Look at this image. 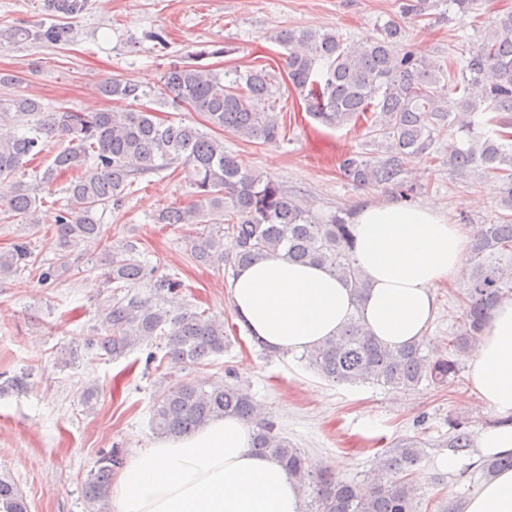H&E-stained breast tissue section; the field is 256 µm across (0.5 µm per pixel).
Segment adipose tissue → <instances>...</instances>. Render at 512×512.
Returning <instances> with one entry per match:
<instances>
[{"label": "adipose tissue", "mask_w": 512, "mask_h": 512, "mask_svg": "<svg viewBox=\"0 0 512 512\" xmlns=\"http://www.w3.org/2000/svg\"><path fill=\"white\" fill-rule=\"evenodd\" d=\"M471 234L431 204L371 203L353 218V259L369 284L362 302L321 266L272 253L232 280V308L251 338L279 352L320 344L357 309L389 346L415 343L434 317L436 288L463 273ZM467 379L502 421L480 432L477 453L440 459L451 473L512 452V300L492 310ZM113 504L114 512H302V493L279 463L255 451L250 427L227 417L137 449ZM460 512H512V470L482 482Z\"/></svg>", "instance_id": "obj_1"}]
</instances>
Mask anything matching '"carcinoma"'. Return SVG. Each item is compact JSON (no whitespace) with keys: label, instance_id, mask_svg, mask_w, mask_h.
I'll return each mask as SVG.
<instances>
[{"label":"carcinoma","instance_id":"cac0c4a2","mask_svg":"<svg viewBox=\"0 0 512 512\" xmlns=\"http://www.w3.org/2000/svg\"><path fill=\"white\" fill-rule=\"evenodd\" d=\"M401 16L425 19L445 4L456 6L465 18L476 0H398ZM477 47L461 62L448 65L419 60L409 52L396 54L394 42L404 30L387 22L380 36L350 44L338 33L321 29H286L273 41L285 50L289 87L303 100L308 114L330 128L363 120L384 140V157L365 159L348 153L339 162L341 174L358 187L403 186L401 175L417 158H427L435 142L448 138V174L465 178L478 172L496 184L500 207L506 210L497 224H480L471 243L472 270L464 289V319L458 333L448 338V354L431 358L417 342L393 349L370 334L356 313L336 335L303 353L307 365L321 378L351 386L378 385L388 391L412 392L422 381L445 386L460 372L458 357L478 347L493 308L512 292V266L490 260L512 252V10L492 19L474 18ZM33 39L65 44L70 29L49 26L30 31L0 30V42ZM192 61L174 65L161 77L160 91L130 81L101 86L105 97L132 104L161 95L175 110L203 114L206 130L174 119L161 120L150 110L134 107L100 112L67 108L47 112L28 96L0 100V122L21 121V135H0V178L11 177L26 158L41 154L48 140L65 142L39 184L17 182L0 199V211L24 224H38L44 204L39 194L50 191L59 178L69 176L64 188L67 204L59 208L55 246L61 266L71 248L101 244L103 224L98 209L122 206L127 191L140 178L180 161L190 169L195 200L186 206L159 211L160 224H193L199 209L207 208L213 227L198 231L189 241L194 261L205 267H230L234 274L267 254L282 251L292 262L326 268L350 286L360 298L367 282L355 266L354 212L338 209L327 218L315 216L303 202L275 179L242 169L224 150L213 131L228 130L250 141L275 143L280 137L279 115L271 104L270 74L264 69L222 74ZM446 84H441V81ZM460 95L459 111L444 107L445 93ZM480 114L486 132H474L473 116ZM235 239L236 250L224 252V235ZM131 241L102 262V277L113 297L98 311V325L86 343L114 359L163 339L165 358L174 364L197 365L221 355L229 339L224 321L198 307L165 309L133 293L156 270L141 262ZM29 268L48 282L57 269L39 265L28 246L16 244L0 251V275ZM155 294L162 297L182 288L174 275L155 277ZM125 291L120 297L118 292ZM236 417L253 428V446L277 460L298 483L304 512H416L411 480L425 456V442L401 440L377 459V472L367 486L342 480L328 466L312 463L277 429L249 388L237 382L216 383L205 389L185 382L162 392L152 407L151 428L162 438H183L207 423ZM454 455L468 454L474 439L459 422L445 443ZM119 448L102 452L99 466L85 486L93 512H107L112 473L124 467ZM484 477L512 468V453L484 459ZM0 512H28L25 499L7 477H0Z\"/></svg>","mask_w":512,"mask_h":512}]
</instances>
